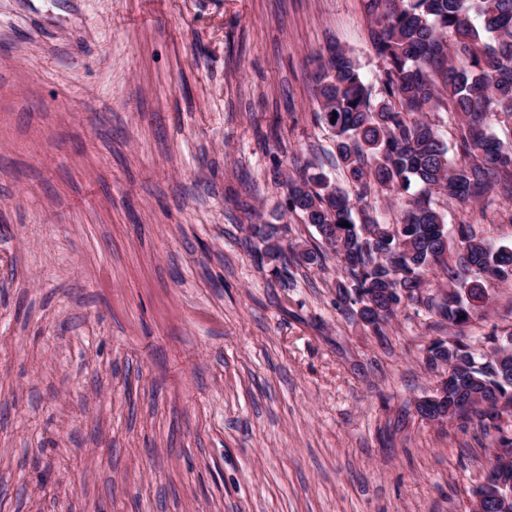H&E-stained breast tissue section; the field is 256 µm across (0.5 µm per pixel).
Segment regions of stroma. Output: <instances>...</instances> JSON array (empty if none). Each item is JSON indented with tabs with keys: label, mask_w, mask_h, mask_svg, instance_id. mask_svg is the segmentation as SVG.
Instances as JSON below:
<instances>
[{
	"label": "stroma",
	"mask_w": 512,
	"mask_h": 512,
	"mask_svg": "<svg viewBox=\"0 0 512 512\" xmlns=\"http://www.w3.org/2000/svg\"><path fill=\"white\" fill-rule=\"evenodd\" d=\"M367 83L363 0H0V512H471L477 424L422 420L455 328L374 335L288 178L327 163V42ZM512 246V201L448 209ZM471 349L512 332L487 281ZM277 228L273 224L260 226L258 229L253 228V231L259 235L263 241L266 243L265 253L271 259L280 258V256L286 251L289 250L291 254V260L296 263V265H311L317 264L321 260V254L318 250L314 249H306V250H298L296 252L295 246L292 243L287 244L286 247L279 244L278 241L273 240L277 235ZM274 244L276 246H274Z\"/></svg>",
	"instance_id": "35a3bbf8"
}]
</instances>
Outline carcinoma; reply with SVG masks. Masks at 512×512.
<instances>
[{
	"instance_id": "cac0c4a2",
	"label": "carcinoma",
	"mask_w": 512,
	"mask_h": 512,
	"mask_svg": "<svg viewBox=\"0 0 512 512\" xmlns=\"http://www.w3.org/2000/svg\"><path fill=\"white\" fill-rule=\"evenodd\" d=\"M371 49L380 62L377 93L353 55L339 44L315 76L317 120L334 135L343 184L323 172L288 178V211L315 227L339 263L338 300L379 334L407 300L456 328L469 323L489 295L482 281L512 284V247L493 252L471 223L458 226L457 258L442 260L448 243L445 204H477L497 185L512 199V144L493 131L512 125V0H364ZM456 115L447 143L436 121ZM397 202L391 223L357 208L372 194ZM346 221L348 226L340 223ZM271 259L284 252L298 265L316 264L318 250L275 241L277 228L254 229ZM440 267L449 287L430 291L427 275ZM476 359L462 337L430 340L425 362L448 376L441 395L416 406L423 418L483 423L497 452L492 469H512V438L489 425L487 402L512 417V343L485 336Z\"/></svg>"
}]
</instances>
